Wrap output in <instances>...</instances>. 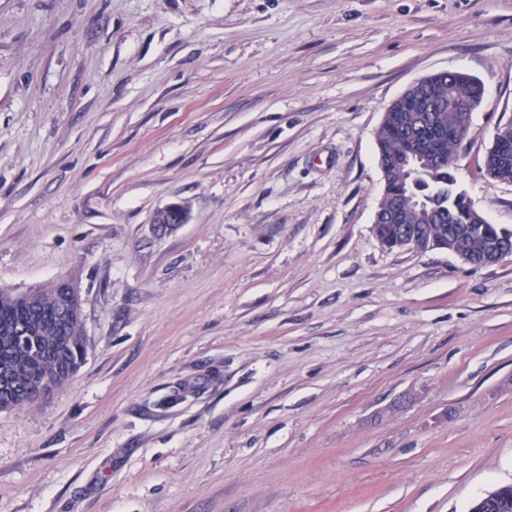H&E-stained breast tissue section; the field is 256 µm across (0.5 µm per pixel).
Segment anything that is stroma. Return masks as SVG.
<instances>
[{
  "mask_svg": "<svg viewBox=\"0 0 512 512\" xmlns=\"http://www.w3.org/2000/svg\"><path fill=\"white\" fill-rule=\"evenodd\" d=\"M512 121V0H0V289L80 288L86 357L0 412V512H467L512 483V256L388 249L412 82ZM172 203L186 223L156 224Z\"/></svg>",
  "mask_w": 512,
  "mask_h": 512,
  "instance_id": "1",
  "label": "stroma"
}]
</instances>
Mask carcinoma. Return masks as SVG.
Here are the masks:
<instances>
[{
	"mask_svg": "<svg viewBox=\"0 0 512 512\" xmlns=\"http://www.w3.org/2000/svg\"><path fill=\"white\" fill-rule=\"evenodd\" d=\"M484 93V85L466 73L448 80L434 77L425 89L433 109L424 108L416 97L405 95L393 107L399 118L379 126L376 151L397 163L380 208L389 211L396 201L403 214L398 222L377 225L384 246L402 248L413 240L425 252L454 247L479 256L493 245L512 251V232L487 220L482 226L475 224L470 198L453 190L456 177L451 159L461 147L457 132L465 126ZM422 119L444 130L445 135L429 143L432 153L420 154L422 167L413 174L401 164V157ZM485 166L505 170L512 176V153L505 156L491 148ZM72 303L70 289L59 281L38 290L31 303L0 301V370L10 371L22 386L20 390L0 389V412L40 400L36 388L25 385L27 380L48 377L63 385L80 369L85 357L80 319H73L62 334L55 328L57 316Z\"/></svg>",
	"mask_w": 512,
	"mask_h": 512,
	"instance_id": "cac0c4a2",
	"label": "carcinoma"
}]
</instances>
